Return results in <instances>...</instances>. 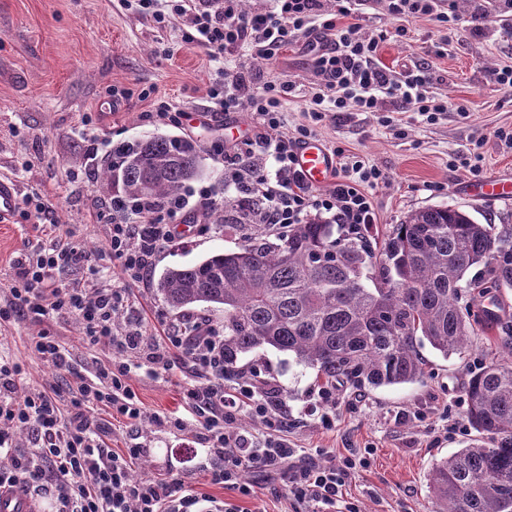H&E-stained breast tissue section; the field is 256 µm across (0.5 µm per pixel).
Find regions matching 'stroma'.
Returning a JSON list of instances; mask_svg holds the SVG:
<instances>
[{
	"instance_id": "35a3bbf8",
	"label": "stroma",
	"mask_w": 512,
	"mask_h": 512,
	"mask_svg": "<svg viewBox=\"0 0 512 512\" xmlns=\"http://www.w3.org/2000/svg\"><path fill=\"white\" fill-rule=\"evenodd\" d=\"M362 35L380 31V63L400 73L422 59L433 65L431 91L466 113L449 111L429 122L412 112L398 113L399 130L385 124L392 105L374 112H335L315 129V139L328 149H343L379 167L386 181L373 190L378 222L372 232L384 236L390 225L413 211L454 206L481 224H511L512 201H480L465 194L464 185L479 177L512 172V148L496 135L512 129V90L496 81V73L512 66V16L490 14L480 30L468 26L447 32L429 18H414L398 35L382 0H366ZM304 43L288 46L271 61H253V68L290 82L294 91L283 105L289 126L303 121L308 87L313 80ZM238 58L216 60L187 45L179 22L157 28L126 11L119 0H0V180L15 184L20 194L42 191L54 209L58 234L74 231L83 247L98 259L104 284L123 287L115 261L105 252L107 227L94 220L95 202L110 200L101 187V165L87 159L85 136L97 140L99 155L116 143L148 134L189 136L202 147L231 141L224 121L251 125L248 107L228 115L215 114L210 125L196 131L166 126L145 114L163 101L195 114L213 112L208 89L221 71L239 66ZM128 93L111 110L113 89ZM481 141L479 172L462 163L474 141ZM86 168L88 180L71 183L66 170ZM48 229L11 216L0 223V299L6 298L20 253L47 239ZM242 242L238 231L214 224L184 233L164 250L151 270L196 262L218 249L233 250ZM128 287V286H125ZM133 317L153 331L159 319L174 313L152 285L128 287ZM48 330L73 356L77 370L93 378L107 349L81 341L76 315L58 319L0 320V359L21 363L19 394L62 381L50 364L28 352L31 336ZM500 331L489 328L476 336L465 356L442 357L430 345L419 355L424 373L419 381L375 390L337 384L334 405H323L313 370L288 354L266 349L239 361L240 370L268 365L272 382L288 395L289 447L298 453L318 450L344 455L369 451L371 465L346 486V498L360 512H430L428 473L434 463L453 455L476 437L466 416L465 387L486 355L500 351ZM180 372L170 377H134L132 386L146 415L184 411ZM336 415L333 430L323 429L320 415ZM144 455L132 466L135 477H175L188 489L233 504L237 512H292L285 475L268 476L248 467L245 482L251 498L211 484L206 471L207 449L194 433H173L145 422L139 425Z\"/></svg>"
}]
</instances>
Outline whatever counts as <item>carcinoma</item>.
Listing matches in <instances>:
<instances>
[{"label": "carcinoma", "mask_w": 512, "mask_h": 512, "mask_svg": "<svg viewBox=\"0 0 512 512\" xmlns=\"http://www.w3.org/2000/svg\"><path fill=\"white\" fill-rule=\"evenodd\" d=\"M194 140L152 135L120 142L101 167L123 199L160 204L202 172ZM249 224L259 204L224 199L211 218ZM512 287V227L478 224L452 206L416 210L381 246L335 238L310 221L272 241L254 229L235 250L168 268L155 283L176 314H224V364L259 350L294 356L327 383L377 389L423 375L418 346L468 352L489 328L477 299ZM480 440L434 465L433 512H512V346L493 354L465 390Z\"/></svg>", "instance_id": "cac0c4a2"}]
</instances>
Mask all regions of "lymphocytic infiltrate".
Returning <instances> with one entry per match:
<instances>
[{
  "label": "lymphocytic infiltrate",
  "mask_w": 512,
  "mask_h": 512,
  "mask_svg": "<svg viewBox=\"0 0 512 512\" xmlns=\"http://www.w3.org/2000/svg\"><path fill=\"white\" fill-rule=\"evenodd\" d=\"M364 0H336L328 12L325 0H272L270 9L249 15L238 0H122L137 18L162 28L180 18L184 40L212 58L244 54L272 60L299 36H316L311 68L314 76L306 121L289 128L283 101L293 87L243 66L213 80L209 97L217 111L235 112L248 105L253 114L249 138L226 146L214 144L213 155L224 167V188L261 205L257 225L281 236L310 218L330 215L333 223L356 233L377 221L368 193L386 178L377 166L345 160L336 169V183L325 193L309 187L294 168V151L310 137L328 113L356 107L375 111L390 101L395 111L414 112L427 121L448 111L447 100L430 91L433 68L421 63L392 74L378 60L384 34L362 36L355 17ZM396 21L427 17L448 30L468 23L482 29L489 14L475 9L461 15L446 0H386ZM214 202L210 187L196 201L182 197L148 206L138 200L102 202L98 223L107 225V252L117 261L124 287L101 281L96 258L78 239L50 237L13 263L7 307L0 319L28 315H77L82 339L91 346H109L113 358L100 365L94 380L58 384L17 398L19 365L0 362V489L16 487L51 493L55 512H200L207 498L186 489L178 478L135 480L131 467L144 453L140 444L115 451L109 432L91 418L101 412L137 425L143 418L131 386L134 373L157 377L180 370L187 378L183 415H157V428L194 432L209 449L208 472L213 484L242 497L254 496L253 485L241 479L245 465L276 472L292 467L291 496L298 512H359L343 498L349 479L370 465L366 456L351 454L324 460L295 461L283 434L288 405L279 386L262 378L260 369L243 374L224 365V338L213 325L192 318L169 324L161 336L147 335L138 320L116 325L118 312L131 305L127 284L146 280L157 255L176 238V223L200 224ZM67 270L80 274L63 283ZM257 419L263 431L253 435L239 426L241 415ZM28 431L31 445L13 444V429Z\"/></svg>",
  "instance_id": "lymphocytic-infiltrate-1"
}]
</instances>
